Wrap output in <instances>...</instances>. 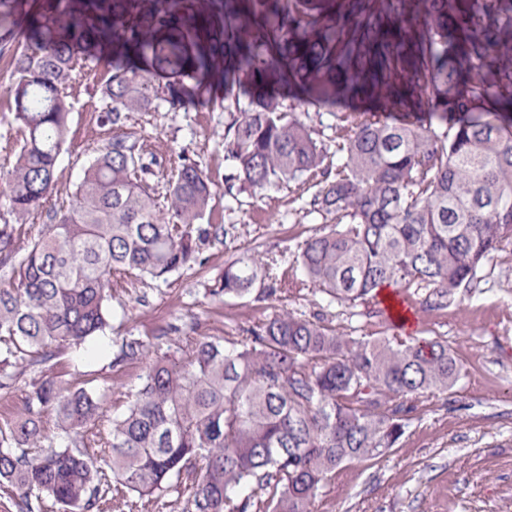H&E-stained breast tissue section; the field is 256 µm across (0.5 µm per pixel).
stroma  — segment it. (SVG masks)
I'll use <instances>...</instances> for the list:
<instances>
[{
  "label": "stroma",
  "mask_w": 512,
  "mask_h": 512,
  "mask_svg": "<svg viewBox=\"0 0 512 512\" xmlns=\"http://www.w3.org/2000/svg\"><path fill=\"white\" fill-rule=\"evenodd\" d=\"M103 67L78 61L67 85L72 104L71 132L58 159L50 208L68 204L85 166L112 138L98 115L108 105L99 88ZM247 102L215 97L190 112L170 111L155 100L147 111L129 113L125 131L134 133L146 155L174 171L181 156L194 159L214 192L209 224L233 226L226 239L206 248L204 265L146 282L110 303V327L70 349L65 382L106 386L111 398L137 385L145 366H113L116 344L133 336L152 351L180 357L183 336L218 337L225 327H246L280 308L306 317L320 313L323 295H306L280 305L253 298L206 297L225 263L242 251L296 252L298 244L322 229L325 218L310 211L312 183L280 186L255 193H226L233 164L224 155L227 115L247 109ZM335 110L285 99L282 109L313 127L317 137L335 148ZM411 335L447 340L463 365L462 377L447 396L437 397L415 415L404 442L387 457L349 463L334 489L318 496L311 512H512V251L496 254L478 273L471 292L447 309L418 314Z\"/></svg>",
  "instance_id": "stroma-1"
}]
</instances>
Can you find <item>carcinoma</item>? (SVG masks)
I'll list each match as a JSON object with an SVG mask.
<instances>
[{"label": "carcinoma", "mask_w": 512, "mask_h": 512, "mask_svg": "<svg viewBox=\"0 0 512 512\" xmlns=\"http://www.w3.org/2000/svg\"><path fill=\"white\" fill-rule=\"evenodd\" d=\"M5 93L20 137L0 203V389L36 372L23 412L0 414V491L17 512H310L355 459L399 447L409 414L452 390L462 366L437 338L368 336L334 324L333 304L422 288L421 309L473 287L512 244V0H0ZM103 65L118 131L49 223L24 225L52 199L69 135L65 93L80 58ZM293 87L428 108L389 122L336 117V161L315 130L279 111ZM250 96L229 113L226 192L314 180L330 228L288 253L251 250L224 265L210 297L285 301L327 295L311 320L282 310L219 338L185 337L179 359L122 339L115 362H148L127 405L105 418L109 388L65 384V352L109 326V301L145 278L193 265L221 224H204L211 182L184 155L158 203L154 170L122 131L153 99L188 110ZM52 417L68 443L45 430ZM108 453L105 465L96 452Z\"/></svg>", "instance_id": "obj_1"}]
</instances>
